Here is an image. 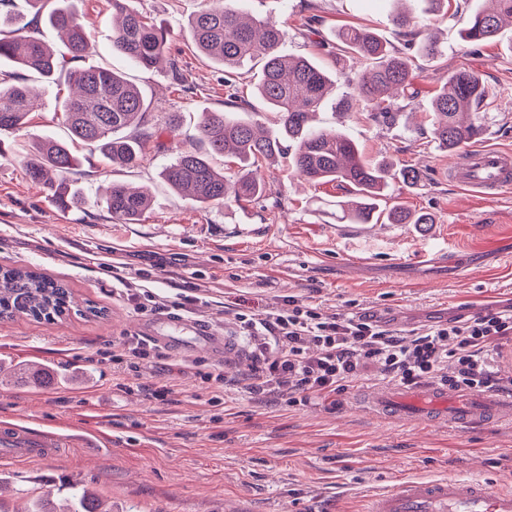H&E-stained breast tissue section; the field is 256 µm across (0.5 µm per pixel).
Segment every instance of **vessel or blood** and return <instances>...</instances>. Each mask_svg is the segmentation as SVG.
Returning a JSON list of instances; mask_svg holds the SVG:
<instances>
[{"label": "vessel or blood", "instance_id": "vessel-or-blood-1", "mask_svg": "<svg viewBox=\"0 0 512 512\" xmlns=\"http://www.w3.org/2000/svg\"><path fill=\"white\" fill-rule=\"evenodd\" d=\"M448 173L464 191L488 199L512 186V153L494 147L467 146L455 157ZM136 329L146 340L184 359L204 353L225 363L240 359L243 350L234 336L205 318L158 313L138 319ZM370 412L430 426L453 423L478 428L512 414V398L489 400L478 394L449 397L447 391L420 387L406 393H359ZM96 441L109 445L106 427L87 432L79 425L66 432L37 425H0V455L24 462L49 458L57 449ZM364 512H512V490H501L474 479H398L365 497Z\"/></svg>", "mask_w": 512, "mask_h": 512}]
</instances>
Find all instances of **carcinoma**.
Segmentation results:
<instances>
[{
  "instance_id": "carcinoma-1",
  "label": "carcinoma",
  "mask_w": 512,
  "mask_h": 512,
  "mask_svg": "<svg viewBox=\"0 0 512 512\" xmlns=\"http://www.w3.org/2000/svg\"><path fill=\"white\" fill-rule=\"evenodd\" d=\"M128 2L112 0V11L119 17L117 28L112 30V51L142 68H157L165 61L167 31ZM236 2L206 0L190 21L192 39L202 57L215 64L226 68L253 62L261 65L255 86L257 97L267 110L279 114L278 127L266 131L254 121L234 118L230 112L205 113L200 125L203 149L178 153L162 170L167 184L202 206L253 199L266 192L265 183L253 176V169L291 149L293 168L300 177L351 188L353 199L336 202L342 219L352 224H370L382 217L391 224L432 223L427 213L414 216L398 205L378 208V198L390 180L397 178L404 186L412 187L420 182L421 172L410 166L395 171L384 160H366L345 133L312 124L328 91L325 71L314 59L282 53L284 32L279 22L268 19L256 23L236 7ZM494 3L493 10L477 11L467 19L463 32L469 41L494 39L503 20L512 19V0ZM46 22L65 36V51L55 50L30 33L23 34L28 29L25 23L14 27L10 35L0 33V58L52 82L56 74L90 51L91 41L81 17L66 5L52 8ZM393 25L402 37L420 38L417 55L388 46L386 40L365 27L349 25L338 30L336 59L347 54L360 65L353 78L355 95L340 99L338 111H349L356 101L370 120L393 125L401 112L395 100H411L418 94L414 87L417 60L435 57L440 47L427 34L429 23L424 20L398 14L393 17ZM69 82L74 89L60 109L68 140L46 138L23 160L28 177L62 205L75 199L67 176L76 169L77 159L68 142L83 141L106 159L134 168L143 160L146 144L153 138L151 132L122 135L145 115L140 92L123 74L88 66L71 70ZM487 97V87L478 73L467 69L451 72L446 86L430 102L433 139L453 152L480 138L484 126L476 108ZM42 106L39 94L27 85L0 81V132L19 130ZM216 156L233 160L237 165L235 178L213 165ZM105 202L112 216L127 224L141 220L150 208L148 195L122 183L112 184ZM71 298L72 289L63 279L27 266H0V320H61L70 315ZM55 512L109 510L103 508L93 489L74 482Z\"/></svg>"
}]
</instances>
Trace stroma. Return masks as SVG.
I'll return each instance as SVG.
<instances>
[{
  "mask_svg": "<svg viewBox=\"0 0 512 512\" xmlns=\"http://www.w3.org/2000/svg\"><path fill=\"white\" fill-rule=\"evenodd\" d=\"M203 0H132L168 30L170 64L136 67L112 52L111 0H73L90 26L94 49L89 65L123 72L147 108L145 127L160 134L134 169L104 161L74 144L81 164L70 174L80 201L61 209L42 186L29 180L16 156L20 146L45 138L66 139L55 108L67 94L65 82L39 83L45 107L14 133L0 134V265H26L66 280L75 314L54 323L26 318L0 322V421L21 417L57 426L87 422L94 406L108 408L114 440L98 459L76 446L57 456L16 465L0 461V512H27L46 492L78 481L93 487L112 512H361L365 491L401 477L480 478L512 490V420L465 430L451 424L424 427L391 422L358 409L348 384L334 402L289 406L264 402L244 390L250 357L217 366L207 355L200 370H224L221 404L208 401L201 380L170 372L168 361L126 375L118 390L112 364L104 359L113 339L135 331L142 313L134 301L103 288L111 267H121L141 295L166 311L178 295L197 294L188 317L211 319L237 334L234 314L256 317L284 308L287 299L323 313L373 316L388 330L409 335L459 315L512 306V189L498 199L463 194L448 179L451 156L430 133V101L450 72L481 74L492 97L483 110L481 145L512 151V24L492 41H465L469 15L488 0H448V15L431 30L441 53L422 62L417 96L395 125L368 120L362 110L339 114L337 101L350 91L352 59L335 62L320 49L346 25L372 28L394 41V10L422 14L425 0H243L252 16L280 21L287 55H308L326 69L333 87L315 123L339 129L368 158L422 174L414 188L394 181L387 204L432 216L429 224H351L336 203L348 191L330 182L309 183L293 171L286 155L264 162L263 197L230 205L202 206L174 192L162 169L184 148H200L198 126L208 112L230 111L248 102L249 118L266 128L277 122L255 96L256 69L224 70L203 59L189 21ZM181 126H166L171 113ZM146 189L147 214L126 224L107 211L112 183ZM443 249L449 261L431 260ZM104 309L86 317V305ZM168 381V404L146 389Z\"/></svg>",
  "mask_w": 512,
  "mask_h": 512,
  "instance_id": "obj_1",
  "label": "stroma"
}]
</instances>
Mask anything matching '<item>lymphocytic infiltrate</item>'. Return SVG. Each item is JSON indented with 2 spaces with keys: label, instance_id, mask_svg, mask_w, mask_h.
Wrapping results in <instances>:
<instances>
[{
  "label": "lymphocytic infiltrate",
  "instance_id": "lymphocytic-infiltrate-1",
  "mask_svg": "<svg viewBox=\"0 0 512 512\" xmlns=\"http://www.w3.org/2000/svg\"><path fill=\"white\" fill-rule=\"evenodd\" d=\"M235 320L252 347L247 392L278 396L294 406L330 399L347 383L381 377L409 388L512 391V376H501L496 368L502 340L512 337V308L454 318L411 336L392 334L364 315H327L293 300L267 318L241 310ZM162 357L137 336L121 337L112 346V368L118 372Z\"/></svg>",
  "mask_w": 512,
  "mask_h": 512
}]
</instances>
